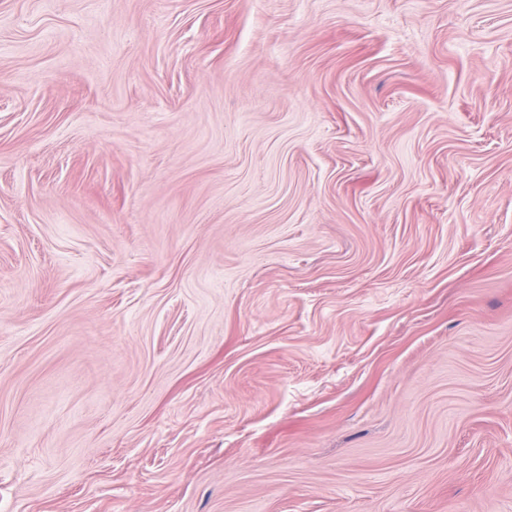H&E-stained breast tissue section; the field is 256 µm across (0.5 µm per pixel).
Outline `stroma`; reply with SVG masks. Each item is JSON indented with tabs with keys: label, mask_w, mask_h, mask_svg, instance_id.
Instances as JSON below:
<instances>
[{
	"label": "stroma",
	"mask_w": 512,
	"mask_h": 512,
	"mask_svg": "<svg viewBox=\"0 0 512 512\" xmlns=\"http://www.w3.org/2000/svg\"><path fill=\"white\" fill-rule=\"evenodd\" d=\"M0 512H512V0H0Z\"/></svg>",
	"instance_id": "stroma-1"
}]
</instances>
